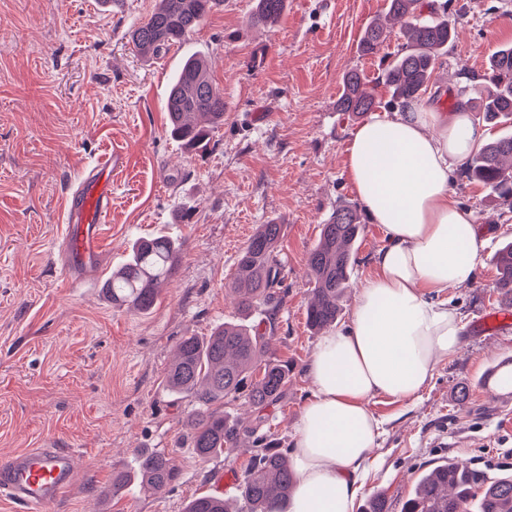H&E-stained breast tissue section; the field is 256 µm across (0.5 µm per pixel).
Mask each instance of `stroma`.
Returning a JSON list of instances; mask_svg holds the SVG:
<instances>
[{
	"instance_id": "1",
	"label": "stroma",
	"mask_w": 512,
	"mask_h": 512,
	"mask_svg": "<svg viewBox=\"0 0 512 512\" xmlns=\"http://www.w3.org/2000/svg\"><path fill=\"white\" fill-rule=\"evenodd\" d=\"M428 2L456 20V40L422 97L448 111L457 99L477 100L482 87L468 73H483L490 55L512 43V0ZM158 5L0 0V459L46 444L78 451L72 489L48 512H184L192 498L216 492L236 500L251 449L203 460L183 446L192 405L167 390L165 373L182 337L237 319L229 289L237 255L271 221L283 226L286 293L267 356L290 373L267 430L292 450L320 337L306 323L309 252L336 206L356 199L343 149L360 121L336 104L348 71L370 81L379 73L378 59L361 56L358 43L384 18L385 0H288L271 30L251 25L255 0H223L182 44L145 58L129 33ZM196 53L224 94V126L206 147L188 149L170 136L164 104L177 69ZM114 145L127 150L128 167L112 179L105 270L124 264L142 237L181 246L146 314L114 304L105 278L67 287L57 260L63 198ZM451 189L487 242L478 279L444 293L465 322L463 344L438 361L416 399L369 404L384 432L360 496L383 493L389 512H400L419 473L439 458L512 465V391L497 384L512 364V327L473 329L501 304L494 256L512 240V209L458 176ZM382 241L381 228L365 222L339 326H349ZM461 384L469 387L462 401ZM145 450L173 460L171 491L153 495L132 481L121 497L104 496Z\"/></svg>"
}]
</instances>
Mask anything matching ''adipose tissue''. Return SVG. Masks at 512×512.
I'll list each match as a JSON object with an SVG mask.
<instances>
[{
	"mask_svg": "<svg viewBox=\"0 0 512 512\" xmlns=\"http://www.w3.org/2000/svg\"><path fill=\"white\" fill-rule=\"evenodd\" d=\"M485 137L465 106L414 102L371 116L346 142L344 175L383 243L349 326L321 336L309 359L313 393L296 424L288 512H353L382 434L370 400L417 398L461 346L465 323L439 295L477 279L485 241L450 198V169Z\"/></svg>",
	"mask_w": 512,
	"mask_h": 512,
	"instance_id": "1",
	"label": "adipose tissue"
}]
</instances>
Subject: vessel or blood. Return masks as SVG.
<instances>
[{
    "label": "vessel or blood",
    "mask_w": 512,
    "mask_h": 512,
    "mask_svg": "<svg viewBox=\"0 0 512 512\" xmlns=\"http://www.w3.org/2000/svg\"><path fill=\"white\" fill-rule=\"evenodd\" d=\"M125 164L124 150L112 148L67 195L65 263L72 285L93 277L102 261V222L112 206V175ZM76 465L74 451L51 446L1 460L0 498L23 505L26 512H46L68 492Z\"/></svg>",
    "instance_id": "b4317fda"
}]
</instances>
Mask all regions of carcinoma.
Instances as JSON below:
<instances>
[{
  "mask_svg": "<svg viewBox=\"0 0 512 512\" xmlns=\"http://www.w3.org/2000/svg\"><path fill=\"white\" fill-rule=\"evenodd\" d=\"M223 0H160L158 10L135 28L130 40L144 57L158 56L186 39ZM288 0H256L251 23L272 26L284 15ZM387 15L403 21L406 43L389 51L390 35L383 23L368 25L359 42L363 55L380 57L377 84L390 93V102L403 108L417 101L434 79L436 65L456 38L448 11H423L422 0H387ZM471 81L485 80L486 91L471 106L475 119L490 126L512 123V44L499 47L488 59L486 72ZM374 90L363 73L343 77L337 102L341 112L357 117L375 107ZM171 135L191 148L210 141L224 125V94L210 80L204 59L190 58L171 85L165 102ZM512 135H502L476 149L463 163L461 176L488 188L512 207ZM362 229L355 204L336 208L322 225L319 241L309 254L313 280L306 321L314 331L336 324L340 300L349 288L354 245ZM281 224H260L240 250L230 287L241 315L270 306L283 288L279 259ZM177 246L166 236L133 244L130 258L107 283L112 302L146 313L152 309L161 284L172 274ZM496 288L512 308V242L495 254ZM265 333L243 322H226L205 337L181 340L167 369L168 389L190 399L192 410L184 439L202 460L230 453L243 441L254 453L239 484L244 507L233 510L224 498L200 495L185 512H285L295 473L287 453L264 430V411L283 398L288 385V363L266 359ZM245 397L258 410L255 423L245 427L220 406ZM139 484L156 495L169 491L177 477L170 459L144 454L138 461ZM401 512H512V468L492 471L451 457L433 462L420 476L414 494Z\"/></svg>",
  "mask_w": 512,
  "mask_h": 512,
  "instance_id": "carcinoma-1",
  "label": "carcinoma"
}]
</instances>
